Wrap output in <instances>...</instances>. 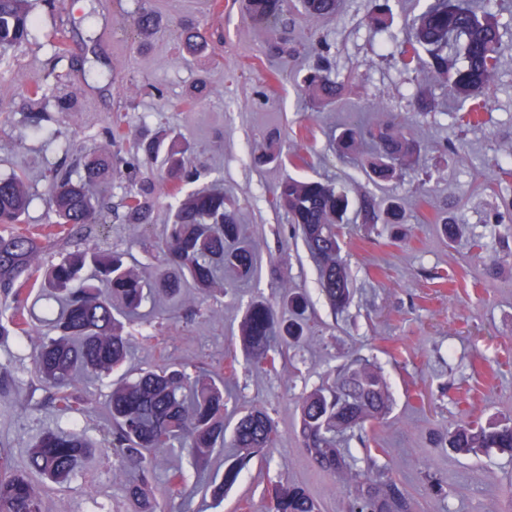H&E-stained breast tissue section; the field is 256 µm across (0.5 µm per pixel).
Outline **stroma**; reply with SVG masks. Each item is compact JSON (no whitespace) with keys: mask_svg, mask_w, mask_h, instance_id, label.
Instances as JSON below:
<instances>
[{"mask_svg":"<svg viewBox=\"0 0 512 512\" xmlns=\"http://www.w3.org/2000/svg\"><path fill=\"white\" fill-rule=\"evenodd\" d=\"M391 5L393 15L382 30L365 22L371 0H341L337 15L316 24L296 16L299 44H309L317 33L336 53L343 88L326 107L304 102L309 57L267 60L272 33L255 26L238 0H150L158 23L148 33L136 32L126 17L133 0H38V23L28 41L0 58V177L25 175L32 188L25 230L45 232L52 218L45 201L51 170L73 163L77 149L99 141L116 119L125 132H165L167 144L201 168L199 186L221 181L239 200L252 227L257 277L228 285L222 303L189 324L181 316L194 290H185L182 301L156 303L125 365L134 376L163 361L218 369L237 360L236 374L225 380L226 420L234 421L238 406H265L281 439L268 468L252 470L225 493L222 512H266L268 491L281 479L304 486L320 512H344L335 477L316 467L299 445L297 398L354 355L376 362L391 386L393 411L370 431L369 445L385 450L416 512H512V459L495 452L464 458L448 445L460 421L512 419V243L504 242L493 218L497 197H512V0H489L502 24L504 57L482 122L473 127L462 126L446 86L427 73L404 71L398 62L405 22L420 13L424 0ZM183 27L205 35L206 49L184 50L177 39ZM59 44L64 54H56ZM37 87L49 118L35 126L29 96ZM157 87L162 96L154 95ZM421 93L434 107L413 126L422 151L404 179L375 185L364 162L329 149L331 130L356 120L383 121L378 97L403 112ZM271 140L285 152L309 146L302 175L335 179L379 210L393 200L403 208L397 243L385 224L346 226L341 257L358 294L342 316H333L319 294L302 242L289 241L287 254L278 252L277 235L286 232L288 220L268 200L275 184L294 170L258 163ZM448 142L460 157L445 151ZM169 205V198H160L145 235L112 224L105 230L108 244L148 263L145 248L162 238ZM444 214L459 228L455 240L440 230ZM276 259L288 269L287 288L307 293L311 305L309 336L286 351L274 375L242 361L239 325L251 300L276 298L287 289L270 275ZM108 391L104 381L90 386V409L75 419L0 394V442L18 465L43 428L94 430L105 421ZM233 453L225 448L198 473L189 470L187 458L159 459V472L189 471L182 495L168 499L165 512H213L206 483ZM430 472L441 491L431 490ZM85 473L94 497L46 490L45 512H125L110 461L93 458Z\"/></svg>","mask_w":512,"mask_h":512,"instance_id":"1","label":"stroma"}]
</instances>
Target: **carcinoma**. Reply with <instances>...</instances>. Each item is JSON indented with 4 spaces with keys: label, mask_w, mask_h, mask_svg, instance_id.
Segmentation results:
<instances>
[{
    "label": "carcinoma",
    "mask_w": 512,
    "mask_h": 512,
    "mask_svg": "<svg viewBox=\"0 0 512 512\" xmlns=\"http://www.w3.org/2000/svg\"><path fill=\"white\" fill-rule=\"evenodd\" d=\"M30 0H0V51L28 41L36 19ZM132 16L139 32L156 26L154 11L145 0ZM290 0H244L249 18L272 25L273 40L267 52L292 57L298 53L290 35ZM303 13L319 21L338 11L339 0H299ZM391 16L389 0H374L367 23L383 28ZM409 32L401 50L404 68L425 70L448 85L470 120L478 119L480 101L502 65L500 24L483 4L466 0H428L424 9L406 22ZM314 62L304 79V92L314 105L336 100L342 82L336 73L332 45L324 37L310 48ZM377 127L354 124L333 141L341 158L372 145L368 163L376 182L397 178L410 165L420 145L410 131L411 117L385 113ZM105 142L79 160L82 173L58 166L48 187V199L59 232L31 235L13 231L23 223L32 193L27 181L13 174L0 177V307L12 310L3 318L0 336L20 325L18 310L30 271L50 250L58 260L46 266L42 290L61 304L57 319L32 355L31 382L16 380L12 370L0 364V393H11L25 402L41 392L37 404L62 415H83L89 404L80 379H103L126 361L134 343L130 327L141 317L148 297L174 299L183 282L193 283L200 303L216 299L224 288V274L251 278L256 273L254 256L246 244L248 225L240 218L237 200L211 185L188 191L198 181L199 170L185 152L168 149L161 155L163 139L146 134L120 136L107 128ZM112 180L123 190L121 202L96 192ZM178 204L166 224L164 240L155 247L152 272L127 261V253L109 247L102 239L82 249H70L71 233L84 237L115 218L142 232L153 222L161 197ZM271 204L283 211L295 236L313 259L319 290L333 312H343L354 300L352 278L344 264L339 243L345 222L348 191L332 181L288 177L272 192ZM247 364L276 370L282 355L280 342L298 344L306 336L304 324L278 322L275 303L251 301L239 329ZM224 375L204 365L164 362L145 369L132 379L113 382L105 402L107 424L99 437H85L47 429L25 449L21 466L9 451L0 448V512H44L40 493L30 479L35 474L61 489L68 488L88 457L101 453L113 459V474L123 477L122 490L129 512H163L164 500L179 490L185 473L177 470L159 483L154 459L159 454L187 455L193 467L224 449H237L223 473L211 483L215 505L254 466L268 465V452L276 446L278 432L268 410L260 405L241 408L236 420H224ZM393 398L380 369L356 357L336 370L332 382L314 387L299 403L298 436L302 449L320 469L338 480L346 500V512H414L406 488L395 480L382 448L364 446L369 427L391 411ZM363 444L362 455L352 453V441ZM458 455L470 456L495 450L512 456V425L459 426L449 438ZM268 512H319L306 489L292 481H279L268 490Z\"/></svg>",
    "instance_id": "obj_1"
}]
</instances>
